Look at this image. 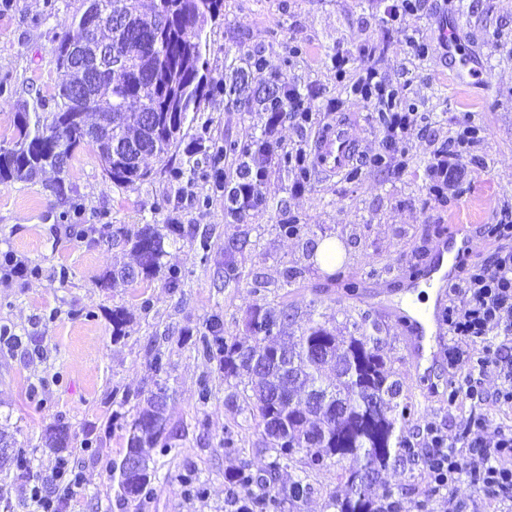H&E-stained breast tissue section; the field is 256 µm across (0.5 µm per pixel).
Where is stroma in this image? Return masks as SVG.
I'll return each mask as SVG.
<instances>
[{"instance_id": "obj_1", "label": "stroma", "mask_w": 512, "mask_h": 512, "mask_svg": "<svg viewBox=\"0 0 512 512\" xmlns=\"http://www.w3.org/2000/svg\"><path fill=\"white\" fill-rule=\"evenodd\" d=\"M446 0H425L424 9L403 27L382 23L377 0H224L221 17L208 23L207 65L212 93L200 116L210 137L244 142L261 134L265 113L228 101L220 89L241 53L264 60L263 79L280 88L310 93L314 119L306 126L283 120L272 136L278 149L300 143L313 148L322 128L350 106L345 84L336 80L329 57L347 54L354 68L375 66L426 112L429 132L411 137L405 169L363 167L355 180L312 165L311 179L293 190L284 165L271 169L260 188L264 205L242 219L230 216L223 192L198 178L178 184L169 169L205 170L202 153L171 149L164 158L144 160L150 177L132 186L112 182L93 145L78 149L65 175L70 188L59 198L46 171L32 179L0 186V254L28 263L30 274L0 277V325L22 334L23 344L0 347V429L30 460L26 476L0 462V512H35L31 490L50 484L59 463L80 472L82 484L65 502V512H229L235 491L229 476L242 460L261 467L273 451L262 437L247 379H225L217 362L203 358L195 340L211 315L224 322L225 335L247 343L245 319L254 305L287 309L294 330L320 322L336 335L355 333L375 320L386 366L415 404L418 422L436 424L456 441L468 416L483 415L493 425H512V408H497L459 395L448 402V368L468 369L444 347L432 380H421L411 365L406 339L387 308L403 298L394 280L397 265L420 264L435 235L451 224H491L498 208L512 205V0H465L449 11ZM86 0H8L0 6V145H11L18 112L55 111L62 76L54 51L62 39H78L62 18L81 14ZM459 14L458 36L490 77L487 89L458 84L438 27ZM426 43L414 55L409 39ZM300 55H292V47ZM473 113L487 140L462 161L465 177L456 196L443 202L427 195L425 170L437 148L454 136L457 113ZM209 196L208 207L196 200ZM305 224L298 236L282 224ZM182 224L179 242L166 246L162 266L180 268L183 287L162 279L118 288L99 287L106 271L133 263L123 230L137 224ZM211 240L209 255L196 241ZM325 239L336 240L342 258L334 270L317 264L313 253ZM235 258L234 269L224 264ZM297 269L284 282L286 269ZM123 310L121 340L112 338V312ZM161 350L167 371L154 377L151 354ZM168 389L167 431L172 448L150 451L155 495L146 508L124 499L112 468L126 453L128 432L112 422L118 400L138 403L155 382ZM208 382L213 397L199 408L197 393ZM64 423L68 448L49 447L48 429ZM233 430L238 444L225 452L221 441ZM350 460H330L307 470L304 457L282 464L276 478L288 487L307 477L314 492L285 512H334L333 498L345 497L343 473ZM193 471L205 488L196 495L181 481ZM400 494V512H415L430 486L420 466L396 464L380 472L374 494Z\"/></svg>"}]
</instances>
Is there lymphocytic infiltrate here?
Wrapping results in <instances>:
<instances>
[{"instance_id": "f902f5d3", "label": "lymphocytic infiltrate", "mask_w": 512, "mask_h": 512, "mask_svg": "<svg viewBox=\"0 0 512 512\" xmlns=\"http://www.w3.org/2000/svg\"><path fill=\"white\" fill-rule=\"evenodd\" d=\"M349 59L343 53L331 58L337 81H348L353 99L378 108L379 150L369 156L370 166L387 168L404 161L406 145L412 135L421 133L428 121L416 103L404 97L397 86L378 68L370 66L349 74ZM458 132L438 149L426 170L428 190L436 198L452 192L460 162L470 150L487 138L486 128L471 113L457 115ZM482 239L495 242L494 250L469 262L461 280L448 287L447 322L456 352L470 355L472 366L458 377L457 386L467 395L478 392L487 372H497L500 386L490 395L496 407L512 406V208L499 211L495 223L479 230ZM494 428V441L484 432ZM425 434L433 454L443 456L441 469L429 470L433 507L453 512V490L468 467L470 456H478L481 466L474 477L482 489L496 498L499 512H512V425H491L481 417L466 424L457 444L447 443L441 428L427 424Z\"/></svg>"}]
</instances>
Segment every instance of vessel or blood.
I'll list each match as a JSON object with an SVG mask.
<instances>
[{"label":"vessel or blood","mask_w":512,"mask_h":512,"mask_svg":"<svg viewBox=\"0 0 512 512\" xmlns=\"http://www.w3.org/2000/svg\"><path fill=\"white\" fill-rule=\"evenodd\" d=\"M444 40L451 55L452 69L462 86H484L488 75L475 63L473 55L459 41L454 27H446ZM358 120L355 113H347L327 126L316 140V155L319 165L328 172H343L357 155L356 130ZM480 250V242L464 224L449 225L444 234L438 236L431 252L414 272L398 269L394 274L406 289L420 284L434 286L437 290L432 308L421 310L408 304L395 303L390 312L400 324L407 337L408 350L417 371L430 375L431 368L439 358L437 344L446 333L443 318L445 294L448 284L461 279L465 264Z\"/></svg>","instance_id":"vessel-or-blood-1"}]
</instances>
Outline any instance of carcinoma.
<instances>
[{"label": "carcinoma", "instance_id": "obj_1", "mask_svg": "<svg viewBox=\"0 0 512 512\" xmlns=\"http://www.w3.org/2000/svg\"><path fill=\"white\" fill-rule=\"evenodd\" d=\"M98 3L114 15L128 17L133 35L124 40L106 23L81 29L76 43L92 58L102 45L119 39L124 62L112 64V70L78 98L73 89L81 83L82 74L67 66L68 40H62L55 51L56 67L62 73L56 111L45 117L37 114L33 121L29 112L18 113L12 145L0 147V185L26 181L47 168L62 174L85 143L96 146L101 166L113 182H143L149 171L133 164L117 144L136 142L146 155L162 158L183 142L186 129L198 119L201 100L208 93L201 74L208 49L205 25L221 14L223 0H153L146 14L130 11L125 0ZM240 61L243 66L235 68L224 83V96L243 100L261 112L285 108L288 96L268 83L243 97L244 68L259 73L264 61L250 54ZM142 110L156 116L150 135L140 123ZM264 146V138L254 136L240 150L212 139L206 146L192 143L187 151L192 154L202 149L215 161L238 151L246 161ZM182 236L180 224H140L125 232L136 266L106 272L99 286L113 288L119 282L132 284L139 278L158 276L165 240L175 242ZM289 320L291 314L286 309L255 306L246 319L255 344L245 345L225 335L224 322L216 315L198 338V350L219 363L224 378H248L259 426L275 453L262 470L266 473L262 494L253 492L262 471L252 462L243 461L231 475L230 481L238 488L231 512H282L285 501L298 502L311 495L314 488L304 477L297 478L286 491L275 483L281 463L298 454L304 455L311 470L333 458H349L370 473L371 478L362 480L356 468L345 472L348 494L333 500L336 512H398L396 493L388 489L380 497L371 494L379 472L396 463L429 467L435 462L404 435L415 406L403 395L401 381L386 368L376 322L361 327L356 336L338 337L319 323L297 336H285L283 326ZM167 399L165 385L155 382L147 407L125 423L129 432L126 454H136L140 467L128 470L119 464L118 485L132 501L153 494V470L143 448H157L162 454L170 450ZM49 440L54 449L69 447L68 429L50 427Z\"/></svg>", "mask_w": 512, "mask_h": 512}]
</instances>
